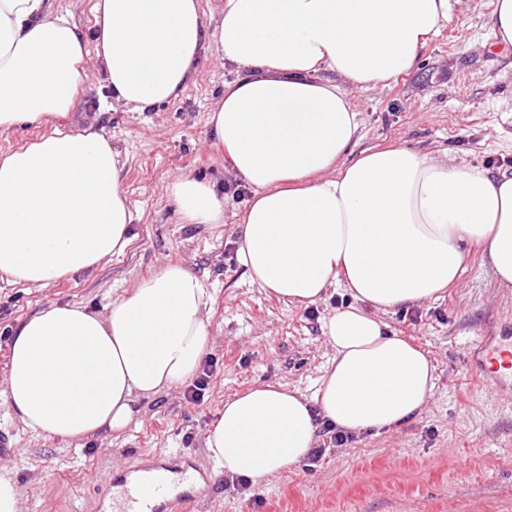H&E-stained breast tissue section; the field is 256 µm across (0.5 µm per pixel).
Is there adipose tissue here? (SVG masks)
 I'll return each mask as SVG.
<instances>
[{"label":"adipose tissue","mask_w":512,"mask_h":512,"mask_svg":"<svg viewBox=\"0 0 512 512\" xmlns=\"http://www.w3.org/2000/svg\"><path fill=\"white\" fill-rule=\"evenodd\" d=\"M87 48L49 0H0V130L48 117L52 131L0 155V273L41 287L96 268L132 241L112 142L74 130L88 54L116 101L145 109L177 98L204 36L242 71L209 123L253 187L239 259L253 283L289 305L333 283L353 305L322 331L336 357L315 399L259 385L226 401L206 445L225 474L256 480L300 462L316 415L345 431L382 430L420 411L434 384L426 354L387 335L378 312L439 299L486 250L512 285V178L393 146L346 155L359 123L349 88L411 70L448 0H224L206 31L198 0H95ZM336 80L320 78V71ZM170 194L185 223L216 226L224 204L186 177ZM203 282L164 265L106 314L50 305L23 321L5 397L28 428L63 440L124 430L137 401L195 375L207 345Z\"/></svg>","instance_id":"adipose-tissue-1"}]
</instances>
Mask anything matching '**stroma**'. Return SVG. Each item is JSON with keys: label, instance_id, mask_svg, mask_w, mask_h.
<instances>
[{"label": "stroma", "instance_id": "obj_1", "mask_svg": "<svg viewBox=\"0 0 512 512\" xmlns=\"http://www.w3.org/2000/svg\"><path fill=\"white\" fill-rule=\"evenodd\" d=\"M495 3L448 0L447 20L413 69L394 83L351 90L360 122L354 152L399 145L512 177V46L495 34ZM236 77L204 46L176 99L139 110L116 102L96 56L86 60L69 122L102 132L118 151L133 240L125 254L45 287L0 273V434L9 438L0 471L19 488L20 512H97L103 475L175 452L209 479L188 512H512V392L495 393L467 367L478 337L512 324V288L497 284L478 247L442 299L380 316L434 366V388L414 418L358 432L321 460L303 459L244 486L225 484L206 448L225 402L262 384L314 398L336 356L323 322L352 302L334 284L315 304L288 305L252 283L241 265L238 224L250 197L225 193L236 174L209 124ZM185 176L222 193L223 224L183 223L168 188ZM170 262L198 276L209 295L203 357L214 374L203 400L189 402L180 386L140 398L123 432L82 441L25 427L3 394L20 321L53 304L105 314L113 299Z\"/></svg>", "mask_w": 512, "mask_h": 512}]
</instances>
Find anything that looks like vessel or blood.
Segmentation results:
<instances>
[{
    "mask_svg": "<svg viewBox=\"0 0 512 512\" xmlns=\"http://www.w3.org/2000/svg\"><path fill=\"white\" fill-rule=\"evenodd\" d=\"M504 364L512 367V336L479 337L470 353V370L501 391L512 385V376L500 370ZM176 480L182 488L173 494L172 500L182 504L191 502L200 487L195 473L188 469L175 471L171 466L155 464L139 469L131 478L109 473L96 491L98 512H166L169 502L161 501L158 494Z\"/></svg>",
    "mask_w": 512,
    "mask_h": 512,
    "instance_id": "vessel-or-blood-1",
    "label": "vessel or blood"
}]
</instances>
